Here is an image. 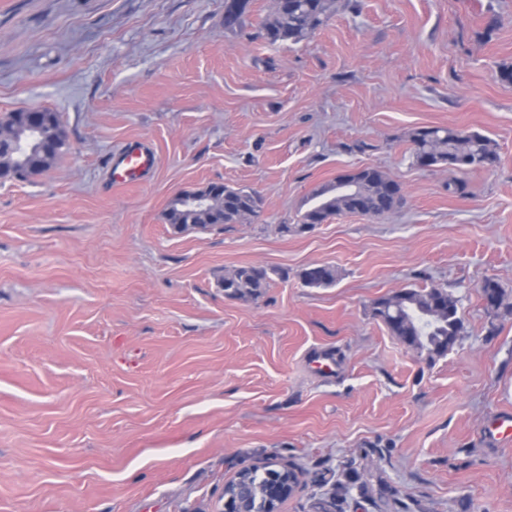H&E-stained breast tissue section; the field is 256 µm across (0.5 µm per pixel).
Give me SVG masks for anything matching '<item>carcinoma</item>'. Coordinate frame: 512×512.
<instances>
[{
    "label": "carcinoma",
    "mask_w": 512,
    "mask_h": 512,
    "mask_svg": "<svg viewBox=\"0 0 512 512\" xmlns=\"http://www.w3.org/2000/svg\"><path fill=\"white\" fill-rule=\"evenodd\" d=\"M248 5L249 0H225L224 27H241V16ZM341 8V0H280L262 23L259 36L271 44H297L324 27ZM5 122L14 127L15 142L0 148V175L10 176L34 166L49 170L66 143L60 115L45 110L37 130L21 112L9 113ZM410 140L413 163L420 167H442L454 174L448 180V191L455 194H464L466 188V181L457 174L483 169L498 159L491 140L476 131L420 128L411 133ZM357 177L366 201L363 216L377 220L401 203V185L383 170L365 167L357 170ZM211 190L214 194L206 209L188 206L179 194L173 197L165 213L168 223L178 229H206L221 224H246L258 216L261 200L255 191L224 183H211L204 188L206 192ZM313 198L315 204L301 218L304 228L350 210L349 199L336 184L316 190ZM299 278L308 287H326L335 283L336 272L330 265L315 264L302 269ZM269 280L265 268L242 266L225 274L221 286L229 297L257 298L268 288ZM479 288L488 309L497 311L504 307L505 292L496 280L486 278ZM374 314L406 346L430 357L452 350L463 330L459 299L443 288L404 289L381 297L375 302Z\"/></svg>",
    "instance_id": "obj_1"
}]
</instances>
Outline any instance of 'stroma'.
Masks as SVG:
<instances>
[{
  "label": "stroma",
  "mask_w": 512,
  "mask_h": 512,
  "mask_svg": "<svg viewBox=\"0 0 512 512\" xmlns=\"http://www.w3.org/2000/svg\"><path fill=\"white\" fill-rule=\"evenodd\" d=\"M268 44L224 0H0V117L60 114L61 156L0 181V512H222L243 469L292 468L280 512H512V0H350ZM477 131L493 168L411 158L421 127ZM142 143L143 182L109 162ZM370 166L402 186L384 219L299 230L312 193ZM256 191L248 224L178 230V193ZM292 225L289 233L281 225ZM313 264L336 281L311 288ZM270 282L230 298L225 269ZM440 287L463 332L407 348L380 297ZM332 354L335 376L312 369ZM299 278L308 287H326L336 281L334 268L327 264H315L301 270ZM479 288L487 309L497 311L505 307L508 308L507 311H512L509 305H504L505 292L496 280L491 278L484 279Z\"/></svg>",
  "instance_id": "35a3bbf8"
}]
</instances>
